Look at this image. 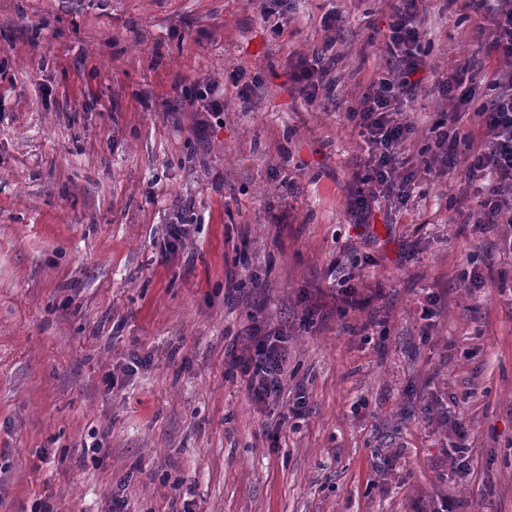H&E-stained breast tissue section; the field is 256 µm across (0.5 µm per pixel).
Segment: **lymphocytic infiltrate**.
Instances as JSON below:
<instances>
[{
  "label": "lymphocytic infiltrate",
  "instance_id": "1",
  "mask_svg": "<svg viewBox=\"0 0 512 512\" xmlns=\"http://www.w3.org/2000/svg\"><path fill=\"white\" fill-rule=\"evenodd\" d=\"M428 0H398L390 16L384 45L397 63L390 76L379 78L364 93L359 108L348 118L358 127L370 145L365 161L364 187L349 201L354 223L367 220L374 204L382 198H403L404 189L394 175L403 160L399 147L412 132L410 124L398 121L404 105L419 86L415 76L425 67L421 54L423 34L417 24ZM503 90L479 113L471 127H460L468 111L472 92L464 88L462 75L443 83V90L453 103L448 121L454 130L450 139L441 141L435 160L440 170L456 168L465 161V175L480 180L478 205L482 226L512 224V69L497 73ZM284 354L279 338L259 337L248 354L232 357L230 365L246 377L256 402L277 396L284 374Z\"/></svg>",
  "mask_w": 512,
  "mask_h": 512
}]
</instances>
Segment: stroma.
Segmentation results:
<instances>
[{"label":"stroma","mask_w":512,"mask_h":512,"mask_svg":"<svg viewBox=\"0 0 512 512\" xmlns=\"http://www.w3.org/2000/svg\"><path fill=\"white\" fill-rule=\"evenodd\" d=\"M394 3L0 0V512H512V224L426 168L440 81L472 64L466 126L497 94L489 14L431 0L407 201L348 212ZM205 81L218 115L186 103ZM257 330L288 338L264 407L227 364ZM317 69L307 66L305 63H300L292 70L290 77L292 81L302 84L304 83L305 88H309L307 98L310 103L314 102L317 98L319 91L323 87L325 73L322 71L319 73V77L315 80ZM175 219L177 220L176 223L168 224L167 237L163 239V242L158 247V255L162 261H166L169 258L174 242L180 240L187 233L185 225L188 223L183 220L179 212L176 214Z\"/></svg>","instance_id":"obj_1"}]
</instances>
